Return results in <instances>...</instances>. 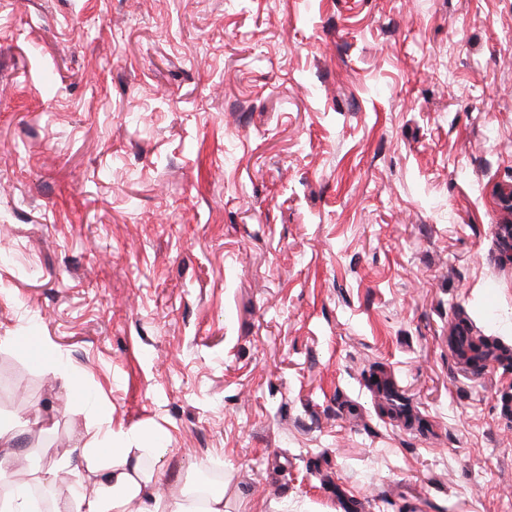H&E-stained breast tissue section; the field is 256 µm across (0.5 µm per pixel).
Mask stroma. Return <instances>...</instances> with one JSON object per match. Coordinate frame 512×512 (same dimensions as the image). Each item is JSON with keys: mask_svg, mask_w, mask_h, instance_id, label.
Instances as JSON below:
<instances>
[{"mask_svg": "<svg viewBox=\"0 0 512 512\" xmlns=\"http://www.w3.org/2000/svg\"><path fill=\"white\" fill-rule=\"evenodd\" d=\"M510 224L512 0H0L27 465L102 410L226 512H512Z\"/></svg>", "mask_w": 512, "mask_h": 512, "instance_id": "obj_1", "label": "stroma"}]
</instances>
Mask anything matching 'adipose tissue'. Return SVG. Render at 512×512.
<instances>
[{"label":"adipose tissue","instance_id":"ef3b65f1","mask_svg":"<svg viewBox=\"0 0 512 512\" xmlns=\"http://www.w3.org/2000/svg\"><path fill=\"white\" fill-rule=\"evenodd\" d=\"M163 438L113 432L109 416L79 447L32 471L31 480L55 487L49 512H224V492L196 504L190 486L160 492L162 467L155 454Z\"/></svg>","mask_w":512,"mask_h":512}]
</instances>
